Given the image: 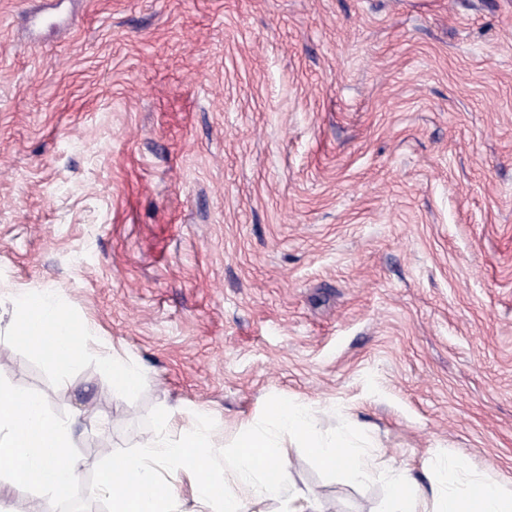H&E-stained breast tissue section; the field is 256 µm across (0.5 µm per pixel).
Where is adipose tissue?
I'll use <instances>...</instances> for the list:
<instances>
[{"instance_id": "1", "label": "adipose tissue", "mask_w": 512, "mask_h": 512, "mask_svg": "<svg viewBox=\"0 0 512 512\" xmlns=\"http://www.w3.org/2000/svg\"><path fill=\"white\" fill-rule=\"evenodd\" d=\"M11 304L24 320L22 335L69 337L65 348L44 346L40 349L43 358L59 370L67 369L78 346L94 340L88 327L71 318L60 296L52 290L17 291ZM463 469L461 461H444L439 470L438 487L429 494L422 492L406 471L390 472L387 512H512V500L503 499L494 485L473 483L459 487L458 475Z\"/></svg>"}]
</instances>
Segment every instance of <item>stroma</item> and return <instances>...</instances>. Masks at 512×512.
<instances>
[{
    "label": "stroma",
    "instance_id": "stroma-1",
    "mask_svg": "<svg viewBox=\"0 0 512 512\" xmlns=\"http://www.w3.org/2000/svg\"><path fill=\"white\" fill-rule=\"evenodd\" d=\"M23 288L98 336L64 381L0 305V376L75 420L81 475L153 408L223 447L280 396L423 490L447 458L512 497V0H0ZM289 460L325 512H378ZM100 363L105 369L112 370L113 385L119 386L125 392L134 391L140 383L141 374L134 363L121 361L112 353L102 354Z\"/></svg>",
    "mask_w": 512,
    "mask_h": 512
}]
</instances>
